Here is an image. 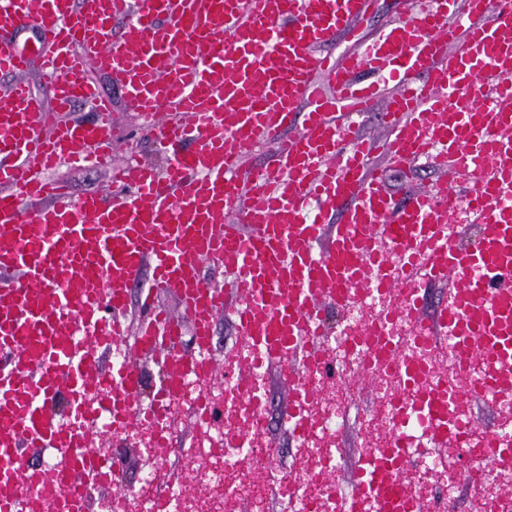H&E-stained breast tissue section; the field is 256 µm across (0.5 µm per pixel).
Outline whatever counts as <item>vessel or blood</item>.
Returning a JSON list of instances; mask_svg holds the SVG:
<instances>
[{"instance_id": "obj_1", "label": "vessel or blood", "mask_w": 512, "mask_h": 512, "mask_svg": "<svg viewBox=\"0 0 512 512\" xmlns=\"http://www.w3.org/2000/svg\"><path fill=\"white\" fill-rule=\"evenodd\" d=\"M375 2L0 0V512H84L92 482L121 461L65 427L57 402L81 414L98 403L116 429L141 422L160 406L138 402L140 359L166 371L167 398L185 376L210 382L224 315L287 387L288 422L321 357L325 309L368 288L428 322L459 363L481 359L473 398L512 393V0H426L416 20L358 38ZM33 25L38 46L21 45ZM341 34L357 46L338 60L324 49ZM34 66L51 110L25 79ZM92 69L109 73L165 167L113 165L112 104ZM383 74L395 84L385 98L363 81ZM80 104L88 117L70 119ZM376 110L389 131L378 147L358 135ZM377 148L393 168L457 183L396 201L370 164ZM257 151L270 162L246 167ZM87 157L112 190L75 198L54 173ZM462 203L480 229L473 248L452 221ZM215 260L230 269L223 292L202 272ZM146 268L179 314L147 299L130 319ZM433 284L448 298L429 312ZM119 346L123 363L104 366ZM29 449L53 450V471L28 465ZM375 479L357 457L343 512ZM395 502L418 512L397 474L377 512Z\"/></svg>"}]
</instances>
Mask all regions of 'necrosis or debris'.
Returning <instances> with one entry per match:
<instances>
[{
    "label": "necrosis or debris",
    "mask_w": 512,
    "mask_h": 512,
    "mask_svg": "<svg viewBox=\"0 0 512 512\" xmlns=\"http://www.w3.org/2000/svg\"><path fill=\"white\" fill-rule=\"evenodd\" d=\"M383 304L382 294L370 292L347 307L342 319L327 332L324 353L331 365L314 366L309 373L308 381L320 399L304 413L306 422L297 435L301 467L290 477L282 495H275L273 480L256 481L250 476L255 462H263L268 468L273 465V454L262 437L267 425V395L265 370L259 365L245 393L232 386L205 391L197 381L184 379L164 415L146 418L139 424V440L152 460L141 478L140 491L114 484L105 487L103 512H261L265 501L274 495L279 498L281 512H338V484L330 475L339 469L342 459L340 434L350 411L349 384L369 367L366 351L372 346L369 336L373 333L381 343L403 344L405 356L402 371L376 375L381 406L373 418L363 422L366 447H397L394 460L409 465V476L421 497L464 481L469 470L483 467L475 512H512V498L495 489L498 478L512 471V453L503 454L495 466L485 467L486 440L475 428L466 397L469 377L481 371V363H473L468 371L451 373L460 393L448 405V439L460 441L458 455L445 459L425 451L423 441L431 421L420 410L423 399L419 389L409 388L406 381L412 378L421 386L431 384L432 368L441 363L442 357L432 341L416 335L405 315H397L378 331H370L376 309ZM178 413L195 419L193 452L211 461L201 470L200 479L223 488L218 501L207 503L158 491L155 466L166 461L164 448L177 438L174 416Z\"/></svg>",
    "instance_id": "1"
}]
</instances>
